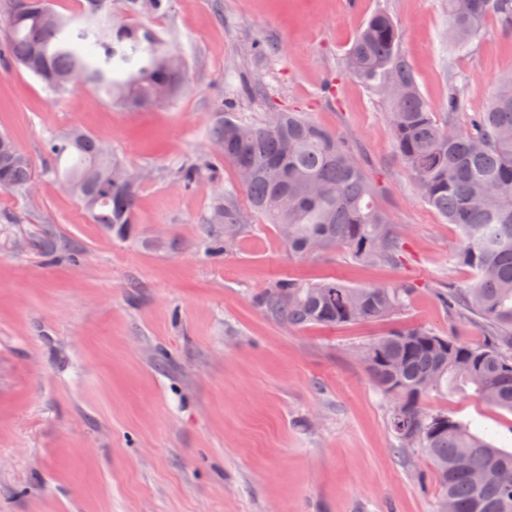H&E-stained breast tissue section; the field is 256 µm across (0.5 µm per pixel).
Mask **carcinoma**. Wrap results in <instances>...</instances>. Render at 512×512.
Here are the masks:
<instances>
[{"label": "carcinoma", "instance_id": "cac0c4a2", "mask_svg": "<svg viewBox=\"0 0 512 512\" xmlns=\"http://www.w3.org/2000/svg\"><path fill=\"white\" fill-rule=\"evenodd\" d=\"M0 0L6 28L0 58L24 68L55 95L92 86L117 106L162 101L187 79L176 47L155 30L119 20L85 0L78 15L55 10L53 0ZM134 15L158 13L165 0H127ZM512 27V0H448V47L460 51L487 16ZM391 15L374 12L345 59L346 74L388 102L396 151L410 169L421 198L456 226L453 262L471 269L464 284L439 292L440 304L482 323L485 340L471 343L418 326L395 329L360 350L375 386L395 407L389 426L399 448H414L432 466L443 492L438 512H512V451L446 409L428 410L431 392L472 387L483 403L512 413V75L488 107L466 127L469 77L448 84V121L434 120L401 48ZM232 104L217 106L213 152L205 163L186 160L174 182L192 188L201 171L230 166L234 180L215 194L209 223L220 225L205 241L215 258L227 254L252 214L267 217L293 256L344 250L363 263L395 262L403 243L375 200L374 187L355 154L300 112H275L261 123L239 119ZM52 160L44 174L77 198L92 221L119 237L133 235L138 188L146 175L129 170L91 134L73 129L47 140ZM37 173L13 140L0 133V189L32 191ZM413 287L399 282L356 287L339 279H281L256 304L288 328L340 326L390 320L406 306Z\"/></svg>", "mask_w": 512, "mask_h": 512}]
</instances>
